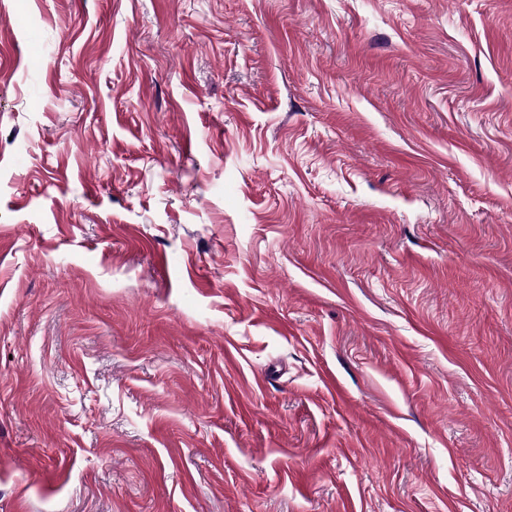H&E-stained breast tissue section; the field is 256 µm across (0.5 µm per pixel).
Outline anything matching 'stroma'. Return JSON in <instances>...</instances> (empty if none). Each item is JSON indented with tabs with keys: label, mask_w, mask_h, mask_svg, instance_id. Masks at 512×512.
<instances>
[{
	"label": "stroma",
	"mask_w": 512,
	"mask_h": 512,
	"mask_svg": "<svg viewBox=\"0 0 512 512\" xmlns=\"http://www.w3.org/2000/svg\"><path fill=\"white\" fill-rule=\"evenodd\" d=\"M0 512H512V0H0Z\"/></svg>",
	"instance_id": "1"
}]
</instances>
